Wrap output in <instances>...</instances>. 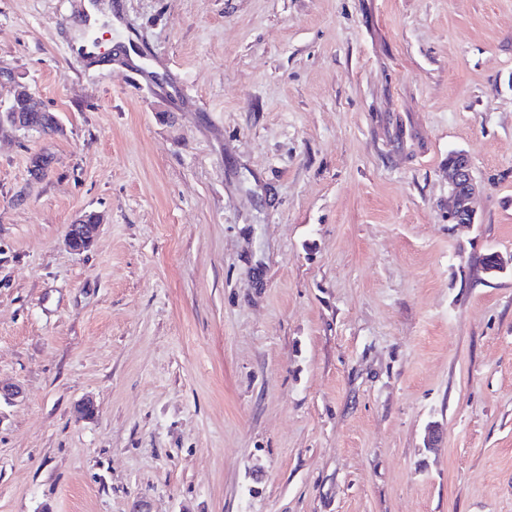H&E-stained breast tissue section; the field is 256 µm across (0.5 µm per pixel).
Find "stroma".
Returning <instances> with one entry per match:
<instances>
[{"label":"stroma","instance_id":"stroma-1","mask_svg":"<svg viewBox=\"0 0 512 512\" xmlns=\"http://www.w3.org/2000/svg\"><path fill=\"white\" fill-rule=\"evenodd\" d=\"M81 2L0 0V512H512V0ZM17 85L22 86L23 90L27 94L29 107L27 106L24 94L15 88L7 109L15 108V111L19 112H7L6 114L8 115V119L18 128L25 129L27 131L39 130L38 120L42 116L43 112L46 111L42 112L41 108L37 104L35 92L32 86L23 83H17ZM453 153L448 155V162ZM448 221L450 224H475L476 201L481 185L475 179L470 160L457 153L448 163ZM100 225V216L97 213H85L74 224H70L66 235V242L73 251L88 249Z\"/></svg>","mask_w":512,"mask_h":512}]
</instances>
